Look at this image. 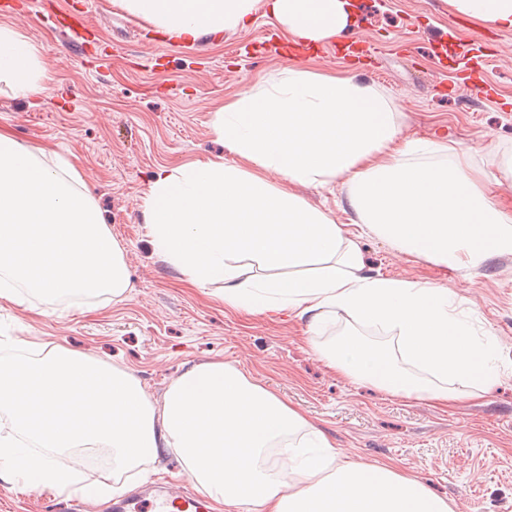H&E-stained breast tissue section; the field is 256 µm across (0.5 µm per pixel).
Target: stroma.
Wrapping results in <instances>:
<instances>
[{
	"instance_id": "35a3bbf8",
	"label": "stroma",
	"mask_w": 512,
	"mask_h": 512,
	"mask_svg": "<svg viewBox=\"0 0 512 512\" xmlns=\"http://www.w3.org/2000/svg\"><path fill=\"white\" fill-rule=\"evenodd\" d=\"M18 2V13L0 16V26L31 43L45 78L28 98L0 82V132L58 153L82 171L123 248L131 286L119 302L0 301V340L51 339L130 368L155 400L194 364L245 363L336 450L396 463L448 497L454 512H512V257L489 258L464 275L399 255L378 238L360 240L368 270L448 288L472 312L476 330L495 337L498 383L445 408L337 375L314 351L306 321L288 312L250 315L199 293L152 253L141 224L142 199L157 170L216 157L236 164L212 132L215 104L292 63L377 86L392 99L404 137L444 134L479 159L511 152L512 29L485 27L451 10L448 0H353L354 22L341 38L360 48L347 58L289 55L293 43L282 24L262 10L246 29L211 39L203 53L180 42L158 54L150 42L155 28L138 33L136 18L113 0H92L96 41L81 56L65 47L51 19H39L38 0ZM452 28L476 40L475 63H440L436 42ZM296 192L338 223L355 219L344 179ZM195 488L178 462L163 455L147 477L127 478L124 495L149 499ZM59 502L0 480V512H58Z\"/></svg>"
}]
</instances>
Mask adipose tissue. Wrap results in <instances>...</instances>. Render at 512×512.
Segmentation results:
<instances>
[{
    "mask_svg": "<svg viewBox=\"0 0 512 512\" xmlns=\"http://www.w3.org/2000/svg\"><path fill=\"white\" fill-rule=\"evenodd\" d=\"M169 36L246 28L259 9L289 38L327 41L352 22L348 0H119ZM493 29L512 28V0H448ZM34 47L0 27V81L38 90ZM213 132L236 156L156 173L141 222L159 257L225 307L288 310L320 333L347 315L393 331L394 347L347 331L315 343L351 382L445 407L455 383L481 389L501 376L498 344L478 336L447 289L371 274L358 247L368 232L399 253L455 270L512 255V201L496 199L470 151L447 138L403 137L391 101L342 74L291 65L214 109ZM280 177L271 183L269 173ZM345 179L354 225L312 208L297 185ZM262 269L241 277L242 261ZM129 285L122 247L103 224L80 171L0 133V300L26 296L120 299ZM0 357V478L26 490L106 500L119 488L86 484L62 460L108 449L117 473L175 452L213 512H452L391 461L340 457L325 434L239 363L186 370L153 402L134 372L52 340L13 344Z\"/></svg>",
    "mask_w": 512,
    "mask_h": 512,
    "instance_id": "obj_1",
    "label": "adipose tissue"
}]
</instances>
